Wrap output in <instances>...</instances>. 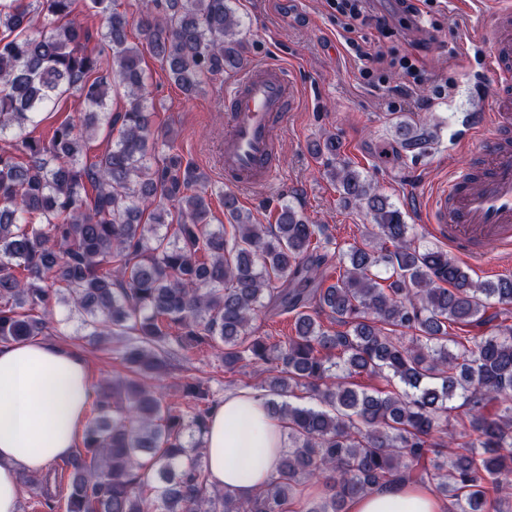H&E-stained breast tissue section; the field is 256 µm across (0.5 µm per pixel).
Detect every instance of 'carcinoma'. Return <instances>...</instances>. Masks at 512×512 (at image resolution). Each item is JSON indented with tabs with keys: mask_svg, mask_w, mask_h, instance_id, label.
Segmentation results:
<instances>
[{
	"mask_svg": "<svg viewBox=\"0 0 512 512\" xmlns=\"http://www.w3.org/2000/svg\"><path fill=\"white\" fill-rule=\"evenodd\" d=\"M74 2L0 0V344L57 335L62 307L58 323L77 322L128 371L90 386L66 512H288L310 482L321 493L302 512H345L393 482L431 486L448 512H512V278L476 280L416 243L389 197L337 159L333 135L315 151L342 198L371 216L377 231L362 243L341 248L285 202L276 223L255 224L233 192L222 194L232 233L211 228L209 178L175 151L173 132L155 135L142 62L151 52L187 95L245 67L231 0H150L138 45L115 0H90L105 19L94 36ZM105 57L112 71L94 76ZM117 87L127 102L114 112ZM70 94L86 112L33 137ZM99 131L108 144L90 156ZM394 132L414 157L434 139L406 116ZM269 314L292 315L295 334H252ZM463 328L474 335H453ZM202 346L226 372L260 367L254 388L288 425L276 474L248 498L208 483L210 379L185 384L181 403L154 385L175 353ZM364 373L403 388L370 393L354 381ZM300 392L318 405L291 402ZM455 398L470 442L448 433Z\"/></svg>",
	"mask_w": 512,
	"mask_h": 512,
	"instance_id": "carcinoma-1",
	"label": "carcinoma"
}]
</instances>
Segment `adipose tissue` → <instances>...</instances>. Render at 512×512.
I'll return each instance as SVG.
<instances>
[{"instance_id": "adipose-tissue-1", "label": "adipose tissue", "mask_w": 512, "mask_h": 512, "mask_svg": "<svg viewBox=\"0 0 512 512\" xmlns=\"http://www.w3.org/2000/svg\"><path fill=\"white\" fill-rule=\"evenodd\" d=\"M91 393L81 356L51 340L0 347V512H19L21 478L70 455ZM286 430L251 392L225 395L205 434L210 484L247 498L277 470ZM432 488L394 483L348 502L346 512H447Z\"/></svg>"}]
</instances>
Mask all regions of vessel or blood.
Listing matches in <instances>:
<instances>
[{"label":"vessel or blood","mask_w":512,"mask_h":512,"mask_svg":"<svg viewBox=\"0 0 512 512\" xmlns=\"http://www.w3.org/2000/svg\"><path fill=\"white\" fill-rule=\"evenodd\" d=\"M488 62L496 78L490 132L478 149L481 172L455 169L432 194L425 217L464 255L477 243H512V0H486ZM298 90L277 63L249 67L224 93V179L237 187L263 188L277 174V129L286 124Z\"/></svg>","instance_id":"b4317fda"}]
</instances>
